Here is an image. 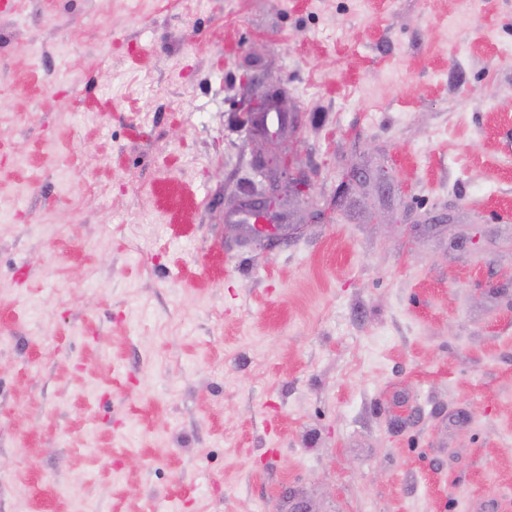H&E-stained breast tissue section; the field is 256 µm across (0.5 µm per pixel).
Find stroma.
Returning a JSON list of instances; mask_svg holds the SVG:
<instances>
[{"label":"stroma","mask_w":512,"mask_h":512,"mask_svg":"<svg viewBox=\"0 0 512 512\" xmlns=\"http://www.w3.org/2000/svg\"><path fill=\"white\" fill-rule=\"evenodd\" d=\"M12 203L0 512H512V0H0ZM276 97L277 96L265 94L260 95L254 99L250 112H247V123H251L250 132L253 136L264 137L260 132L263 130L262 117L266 114V112H268L269 107L271 106V102H273Z\"/></svg>","instance_id":"1"}]
</instances>
